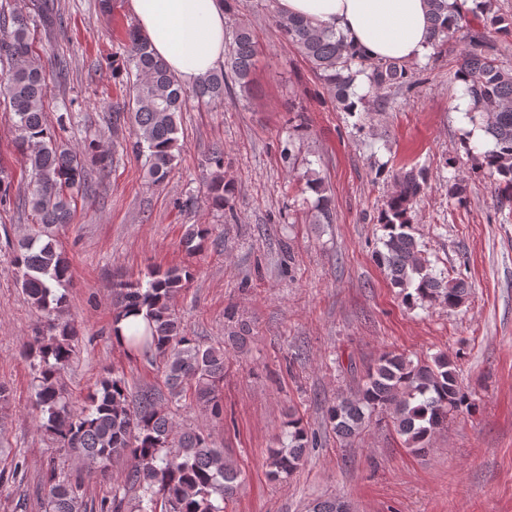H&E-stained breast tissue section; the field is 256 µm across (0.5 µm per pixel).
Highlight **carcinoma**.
I'll list each match as a JSON object with an SVG mask.
<instances>
[{"label": "carcinoma", "mask_w": 512, "mask_h": 512, "mask_svg": "<svg viewBox=\"0 0 512 512\" xmlns=\"http://www.w3.org/2000/svg\"><path fill=\"white\" fill-rule=\"evenodd\" d=\"M430 45L433 53L448 51L456 40L459 50L453 80L464 83L472 101L465 113L469 122L494 141V149L475 154L466 149L472 169L491 180L503 207L512 205V64L508 62L512 20L491 9V0H429ZM283 39L334 92L337 108L355 114L366 111L370 95L389 105L414 86L415 63L398 59L372 60L351 47L336 32L311 26L285 14L274 16ZM127 55L123 70L129 81L128 120L135 129L133 148L146 155L154 184L168 177L178 143V117L186 89L132 26L126 31ZM258 46L249 27L239 26L228 47L227 69L196 84L192 93L210 101L224 94H250ZM0 96L11 106L17 132L15 149L30 167L27 186L35 215L33 233L18 241L13 265L28 301L47 318L46 329L23 342L22 354L34 369L35 410L40 428L74 459L106 473L112 462L129 463L126 483L112 491V500L100 503L101 512H224L223 503L236 495L242 474L202 428L175 429L159 394L143 393L131 399L124 374L117 370L99 378L89 404L72 408L60 383L78 333L58 319L67 301L62 289L69 281V262L51 228L70 223L72 204L85 187L87 171L81 154L62 141L44 122L49 94L46 76L36 64L29 18L21 12L0 11ZM365 78L368 91H353ZM394 190L378 216L383 236L377 251L380 265L403 298L421 306L440 302L453 309L468 295L461 279L436 274L422 258L411 234L414 205L428 180L424 168L392 174ZM307 188L318 194L319 216L331 220L330 200L321 182L309 179ZM13 183L0 168V209L13 202ZM213 203L234 214L235 186L218 176L208 185ZM209 228L194 224L184 236L189 251L200 250ZM190 279L185 267L156 269L147 285L119 281L113 285V318L134 313L146 321L143 332L127 341L129 352H141L162 362L165 384L172 398L190 396L215 419H223L219 396L224 382V347L206 346L188 335L171 308V299ZM471 405L446 353L413 361L403 354L381 355L365 373L358 391L327 410L336 437L349 441L376 414L389 417L406 449L424 453L432 436L448 426V419ZM309 445L303 421L291 416L277 445L269 450L268 475L288 478L303 462ZM82 473L51 468L44 484V512H87L81 493Z\"/></svg>", "instance_id": "1"}]
</instances>
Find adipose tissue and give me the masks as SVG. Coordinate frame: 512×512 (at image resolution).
I'll return each mask as SVG.
<instances>
[{"instance_id": "adipose-tissue-1", "label": "adipose tissue", "mask_w": 512, "mask_h": 512, "mask_svg": "<svg viewBox=\"0 0 512 512\" xmlns=\"http://www.w3.org/2000/svg\"><path fill=\"white\" fill-rule=\"evenodd\" d=\"M280 8L343 33L373 58L414 60L430 51L428 0H280ZM130 9L153 53L183 85L222 67L224 0H130Z\"/></svg>"}]
</instances>
